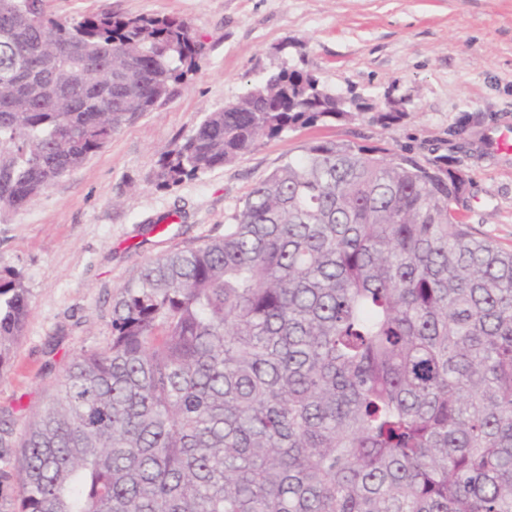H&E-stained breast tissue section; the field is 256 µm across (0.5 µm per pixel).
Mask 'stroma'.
<instances>
[{
  "label": "stroma",
  "instance_id": "35a3bbf8",
  "mask_svg": "<svg viewBox=\"0 0 512 512\" xmlns=\"http://www.w3.org/2000/svg\"><path fill=\"white\" fill-rule=\"evenodd\" d=\"M48 14L175 16L202 45L176 93L113 134L81 167L26 207L0 214V268L30 296L23 332L0 369V512H14L15 461L29 417L81 352L112 335V300L150 260L223 236L251 188L311 141L351 140L429 157L464 127L470 178L464 221L512 250V150L487 147L512 124V0H45ZM290 66L377 108L260 140L222 167L157 188L163 153L204 113Z\"/></svg>",
  "mask_w": 512,
  "mask_h": 512
}]
</instances>
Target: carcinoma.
<instances>
[{
    "label": "carcinoma",
    "mask_w": 512,
    "mask_h": 512,
    "mask_svg": "<svg viewBox=\"0 0 512 512\" xmlns=\"http://www.w3.org/2000/svg\"><path fill=\"white\" fill-rule=\"evenodd\" d=\"M201 46L177 17L62 20L0 0V210L170 98ZM373 120L405 116L395 105ZM371 110L282 67L160 158L168 188L262 138ZM306 143L224 236L112 305L19 444L15 512H512V251L462 220L455 157ZM30 297L0 271V368Z\"/></svg>",
    "instance_id": "carcinoma-1"
}]
</instances>
